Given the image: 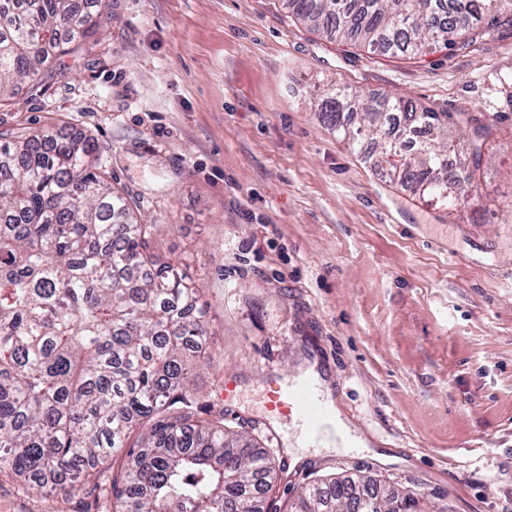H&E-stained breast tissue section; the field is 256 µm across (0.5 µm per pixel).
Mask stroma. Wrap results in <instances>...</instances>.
<instances>
[{"label": "stroma", "instance_id": "35a3bbf8", "mask_svg": "<svg viewBox=\"0 0 512 512\" xmlns=\"http://www.w3.org/2000/svg\"><path fill=\"white\" fill-rule=\"evenodd\" d=\"M80 56L0 103V131L65 128L156 224L200 290L194 384L224 425L284 459L274 507L362 474L449 512H512V26L421 59L331 41L283 0H105ZM347 85L437 112H504L478 192L446 214L390 182L318 106ZM316 367L358 441L269 420V384ZM235 389L225 393V380ZM0 472V512H113Z\"/></svg>", "mask_w": 512, "mask_h": 512}]
</instances>
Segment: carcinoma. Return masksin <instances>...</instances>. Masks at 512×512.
I'll list each match as a JSON object with an SVG mask.
<instances>
[{
    "label": "carcinoma",
    "instance_id": "obj_1",
    "mask_svg": "<svg viewBox=\"0 0 512 512\" xmlns=\"http://www.w3.org/2000/svg\"><path fill=\"white\" fill-rule=\"evenodd\" d=\"M91 2L89 15L81 0H0V96L20 76L42 83L50 57L79 49L103 13ZM288 10L329 40L410 57L470 45L488 17L512 24V0H288ZM319 112L342 139L367 141L396 183L447 208L475 192L496 126L484 112L458 121L351 87L332 88ZM453 126L466 141L450 168ZM96 150L81 135L0 133V471L65 495L109 474L115 512H271L273 455L198 414V289L155 252L156 225L93 167ZM356 506L429 512L410 492L348 477L305 487L289 512Z\"/></svg>",
    "mask_w": 512,
    "mask_h": 512
}]
</instances>
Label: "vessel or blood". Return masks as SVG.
Masks as SVG:
<instances>
[{"mask_svg": "<svg viewBox=\"0 0 512 512\" xmlns=\"http://www.w3.org/2000/svg\"><path fill=\"white\" fill-rule=\"evenodd\" d=\"M267 408L276 418L298 417L305 430L314 439H321L330 429V410L316 396L310 379L302 377L288 385L269 390Z\"/></svg>", "mask_w": 512, "mask_h": 512, "instance_id": "b4317fda", "label": "vessel or blood"}]
</instances>
